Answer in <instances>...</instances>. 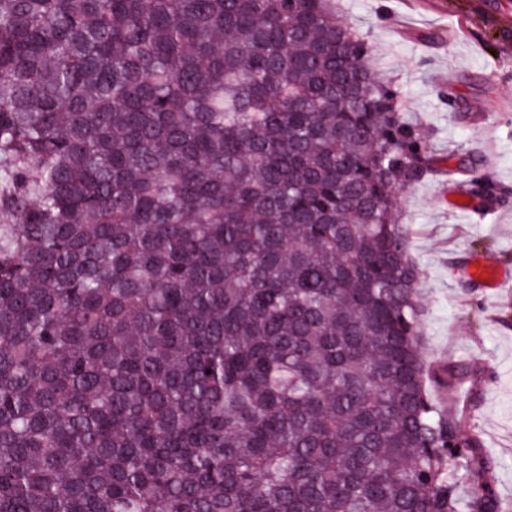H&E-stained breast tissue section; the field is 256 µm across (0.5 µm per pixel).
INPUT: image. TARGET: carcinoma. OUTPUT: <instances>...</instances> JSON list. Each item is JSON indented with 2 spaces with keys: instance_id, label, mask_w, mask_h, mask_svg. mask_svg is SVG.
Listing matches in <instances>:
<instances>
[{
  "instance_id": "cac0c4a2",
  "label": "carcinoma",
  "mask_w": 512,
  "mask_h": 512,
  "mask_svg": "<svg viewBox=\"0 0 512 512\" xmlns=\"http://www.w3.org/2000/svg\"><path fill=\"white\" fill-rule=\"evenodd\" d=\"M369 50L329 0H0V512H505Z\"/></svg>"
}]
</instances>
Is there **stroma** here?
Returning <instances> with one entry per match:
<instances>
[{
    "label": "stroma",
    "mask_w": 512,
    "mask_h": 512,
    "mask_svg": "<svg viewBox=\"0 0 512 512\" xmlns=\"http://www.w3.org/2000/svg\"><path fill=\"white\" fill-rule=\"evenodd\" d=\"M370 42L369 65L402 92L401 108L433 152L457 166L484 157L496 200L484 214L451 207L442 175L401 195L396 218L421 271L429 362L475 374L464 424L497 467L512 507V291L468 287L459 263L481 257L512 272V0H332Z\"/></svg>",
    "instance_id": "1"
}]
</instances>
